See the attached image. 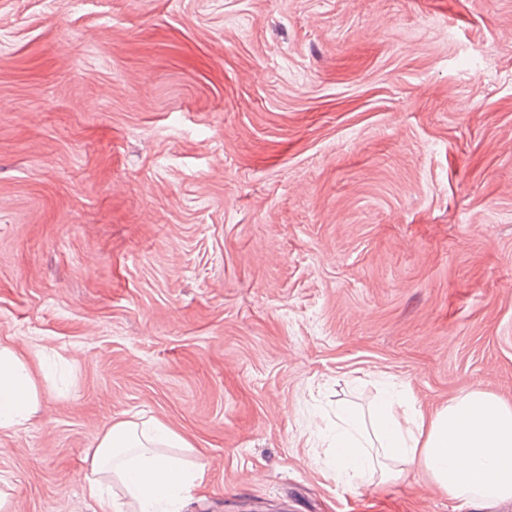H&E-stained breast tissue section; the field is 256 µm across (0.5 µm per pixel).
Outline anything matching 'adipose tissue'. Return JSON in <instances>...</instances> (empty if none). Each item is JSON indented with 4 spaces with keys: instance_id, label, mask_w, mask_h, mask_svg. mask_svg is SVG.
I'll return each instance as SVG.
<instances>
[{
    "instance_id": "obj_1",
    "label": "adipose tissue",
    "mask_w": 512,
    "mask_h": 512,
    "mask_svg": "<svg viewBox=\"0 0 512 512\" xmlns=\"http://www.w3.org/2000/svg\"><path fill=\"white\" fill-rule=\"evenodd\" d=\"M42 400L31 353L0 344V430L28 428ZM312 427L346 484L397 482L416 468L474 512L512 501V404L491 393L468 391L427 417L405 391L386 388L369 413L342 400L333 420L318 415ZM189 447L156 419L117 420L85 456L86 493L101 512H180L204 478L173 454Z\"/></svg>"
}]
</instances>
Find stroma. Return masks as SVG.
<instances>
[{
    "instance_id": "obj_1",
    "label": "stroma",
    "mask_w": 512,
    "mask_h": 512,
    "mask_svg": "<svg viewBox=\"0 0 512 512\" xmlns=\"http://www.w3.org/2000/svg\"><path fill=\"white\" fill-rule=\"evenodd\" d=\"M0 344L50 367L10 512H94L137 416L184 512H470L308 424L380 377L512 403V0H0ZM165 448L191 450L189 441L154 418L113 422L85 456L86 493L100 512H180L201 485L202 466L191 468ZM113 487L121 488L124 501Z\"/></svg>"
}]
</instances>
